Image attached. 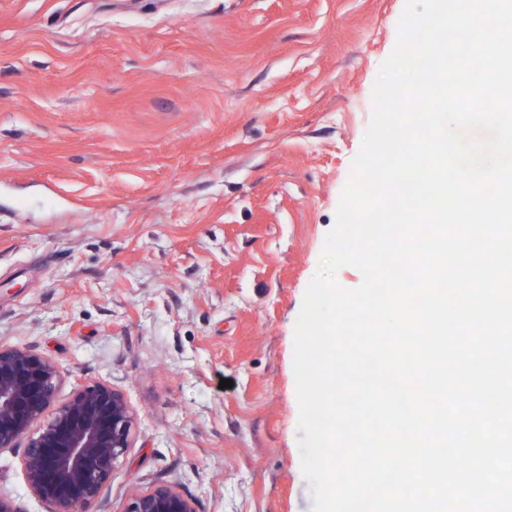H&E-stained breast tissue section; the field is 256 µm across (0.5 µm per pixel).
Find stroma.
<instances>
[{"mask_svg": "<svg viewBox=\"0 0 512 512\" xmlns=\"http://www.w3.org/2000/svg\"><path fill=\"white\" fill-rule=\"evenodd\" d=\"M405 4L0 0V342L127 398L100 512H312L295 323ZM123 512H197L195 502L173 485H160L132 496Z\"/></svg>", "mask_w": 512, "mask_h": 512, "instance_id": "obj_1", "label": "stroma"}]
</instances>
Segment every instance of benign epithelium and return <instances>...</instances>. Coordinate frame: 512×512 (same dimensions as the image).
<instances>
[{
    "label": "benign epithelium",
    "mask_w": 512,
    "mask_h": 512,
    "mask_svg": "<svg viewBox=\"0 0 512 512\" xmlns=\"http://www.w3.org/2000/svg\"><path fill=\"white\" fill-rule=\"evenodd\" d=\"M55 362L29 348L0 343V450L24 443L22 467L32 497L47 512H73L103 498L131 448L135 413L125 396L101 381L76 384L57 396ZM124 512H197L173 485L132 496Z\"/></svg>",
    "instance_id": "1"
}]
</instances>
